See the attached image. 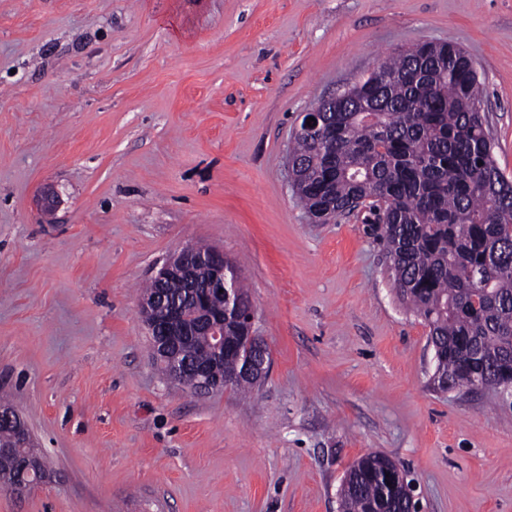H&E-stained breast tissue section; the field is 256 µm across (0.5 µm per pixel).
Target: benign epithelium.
I'll list each match as a JSON object with an SVG mask.
<instances>
[{
  "mask_svg": "<svg viewBox=\"0 0 512 512\" xmlns=\"http://www.w3.org/2000/svg\"><path fill=\"white\" fill-rule=\"evenodd\" d=\"M204 263L211 269L210 285L202 289L196 304L182 307L168 302L163 297H144L140 300V312L149 335L154 338L157 357L170 362L175 371L190 369L199 383V389L210 390L212 363L196 361L192 365L180 363L179 340L202 330L212 337L213 351L224 353V318L239 316L245 320L243 339L259 356L248 358L240 370L224 373L219 381L220 389L226 390L242 379L258 381L268 372L269 348L263 337L254 331L252 306L246 302L235 283L229 278L224 252L212 249L207 254H198L186 247L170 257L158 271L155 280L160 284L178 282L184 288L191 287L194 266ZM8 419L16 425V434L23 444L30 442L27 428L14 410H1L0 421Z\"/></svg>",
  "mask_w": 512,
  "mask_h": 512,
  "instance_id": "1",
  "label": "benign epithelium"
}]
</instances>
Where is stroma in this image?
I'll list each match as a JSON object with an SVG mask.
<instances>
[{
	"instance_id": "35a3bbf8",
	"label": "stroma",
	"mask_w": 512,
	"mask_h": 512,
	"mask_svg": "<svg viewBox=\"0 0 512 512\" xmlns=\"http://www.w3.org/2000/svg\"><path fill=\"white\" fill-rule=\"evenodd\" d=\"M420 41L472 58L512 177V0H0V394L50 471L0 512H339L369 452L420 512H512V403L432 388L367 210L314 223L288 174L302 112ZM197 243L270 347L245 397L149 353L139 289Z\"/></svg>"
}]
</instances>
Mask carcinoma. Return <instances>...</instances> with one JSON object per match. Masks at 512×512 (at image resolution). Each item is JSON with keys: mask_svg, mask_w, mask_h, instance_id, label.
Listing matches in <instances>:
<instances>
[{"mask_svg": "<svg viewBox=\"0 0 512 512\" xmlns=\"http://www.w3.org/2000/svg\"><path fill=\"white\" fill-rule=\"evenodd\" d=\"M361 112L341 105L323 138L298 133L289 151L303 207L327 221L361 206L391 261L394 284L439 348L440 389L471 388L512 371V181L497 167L472 60L450 43L423 41L352 86ZM178 287L152 280L142 295ZM201 334L180 347L195 359ZM381 453L348 470L343 512L407 505L387 485Z\"/></svg>", "mask_w": 512, "mask_h": 512, "instance_id": "carcinoma-1", "label": "carcinoma"}]
</instances>
